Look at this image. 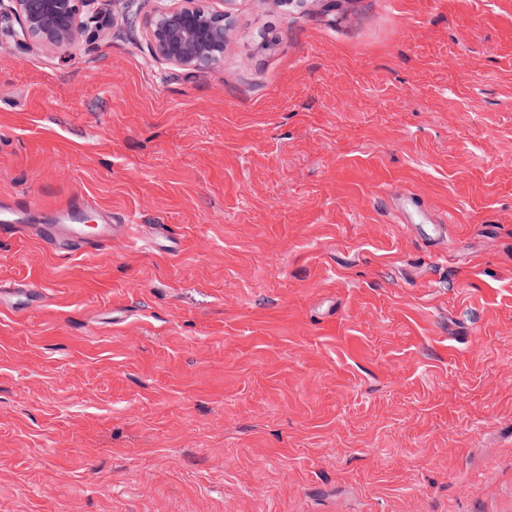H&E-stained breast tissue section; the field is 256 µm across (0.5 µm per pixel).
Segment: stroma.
Instances as JSON below:
<instances>
[{"label": "stroma", "instance_id": "35a3bbf8", "mask_svg": "<svg viewBox=\"0 0 512 512\" xmlns=\"http://www.w3.org/2000/svg\"><path fill=\"white\" fill-rule=\"evenodd\" d=\"M158 5L0 23V512H512V0ZM108 0H9L10 34L18 46L36 44L51 54L66 55L84 37L107 30L102 7ZM208 1L170 0L147 19L146 37L155 60L188 73L224 62L228 12L212 10ZM115 227L116 224H43L39 239L51 250H57L59 242L66 241L73 251L87 253L110 244Z\"/></svg>", "mask_w": 512, "mask_h": 512}]
</instances>
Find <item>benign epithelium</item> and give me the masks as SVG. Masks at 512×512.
<instances>
[{
    "mask_svg": "<svg viewBox=\"0 0 512 512\" xmlns=\"http://www.w3.org/2000/svg\"><path fill=\"white\" fill-rule=\"evenodd\" d=\"M16 26L10 34L19 46L36 44L65 55L83 38L108 29L101 0H9ZM208 0H170L146 21L153 58L188 73L224 62L230 36L228 13L214 11Z\"/></svg>",
    "mask_w": 512,
    "mask_h": 512,
    "instance_id": "7a95c632",
    "label": "benign epithelium"
}]
</instances>
